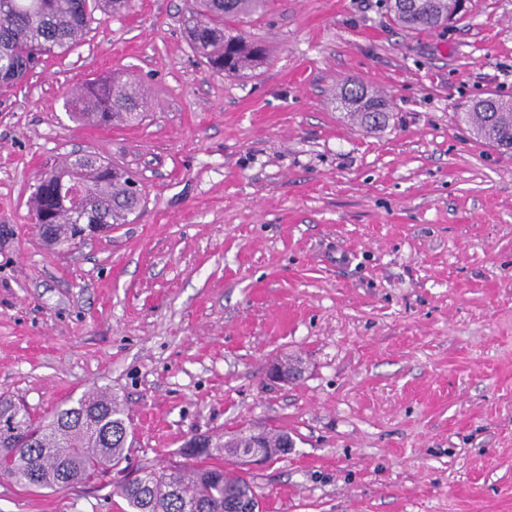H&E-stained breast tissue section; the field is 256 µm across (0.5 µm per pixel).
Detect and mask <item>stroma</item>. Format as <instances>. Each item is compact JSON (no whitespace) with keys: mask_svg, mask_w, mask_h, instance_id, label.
Returning a JSON list of instances; mask_svg holds the SVG:
<instances>
[{"mask_svg":"<svg viewBox=\"0 0 512 512\" xmlns=\"http://www.w3.org/2000/svg\"><path fill=\"white\" fill-rule=\"evenodd\" d=\"M185 0L95 12L80 46L0 92V394L45 415L107 388L133 420L123 467L192 435L274 428L262 512H512V152L461 115L512 102V0L408 32L386 0H271L238 77L188 47ZM139 79L143 120L74 122L69 85ZM391 102L367 133L333 99ZM129 168L130 223L47 245L28 207L70 153ZM299 365L272 382L268 366ZM0 512H130L101 485Z\"/></svg>","mask_w":512,"mask_h":512,"instance_id":"stroma-1","label":"stroma"}]
</instances>
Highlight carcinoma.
I'll use <instances>...</instances> for the list:
<instances>
[{"mask_svg":"<svg viewBox=\"0 0 512 512\" xmlns=\"http://www.w3.org/2000/svg\"><path fill=\"white\" fill-rule=\"evenodd\" d=\"M269 0H186L187 44L200 63L228 77L252 71L264 62L265 47L251 39L244 26L264 13ZM457 0H393L390 10L406 30H432L448 24ZM129 11L133 0H0V89L20 84L45 56L76 48L92 20L94 8ZM340 101L360 128L377 130L388 123L386 100L349 81ZM65 105L78 120L99 127L136 120L145 103L134 78L105 77L75 84L65 91ZM477 136L512 149V103L493 98L477 101L462 113ZM78 181L85 194L82 212L73 215L60 205L59 178ZM138 178L97 155L68 158L39 174L31 194L34 219L59 222L43 232L55 246L76 235L70 225L128 224L144 200V191L130 189ZM130 418L106 390L89 392L38 417L8 395H0V479L23 489H53L95 483L124 459ZM265 440L264 451L288 454V434L274 429L239 430L213 440L193 436L181 454L186 466L140 469L134 482H112L110 495L124 500L131 512H242L258 503L246 476L228 471L221 460L235 448L252 446L254 434Z\"/></svg>","mask_w":512,"mask_h":512,"instance_id":"cac0c4a2","label":"carcinoma"}]
</instances>
